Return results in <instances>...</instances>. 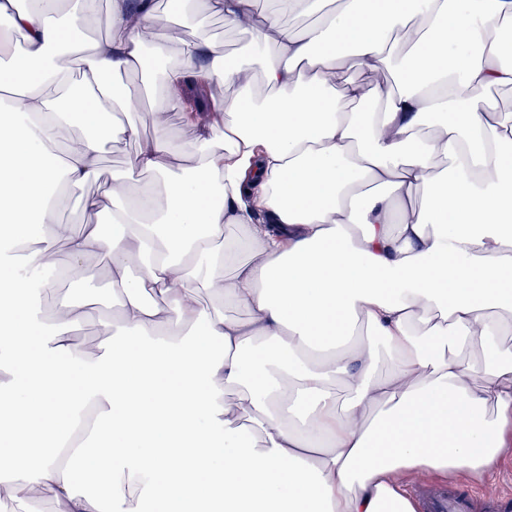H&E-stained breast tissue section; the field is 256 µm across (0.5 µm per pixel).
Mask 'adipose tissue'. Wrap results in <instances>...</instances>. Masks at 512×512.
I'll list each match as a JSON object with an SVG mask.
<instances>
[{
  "label": "adipose tissue",
  "instance_id": "1",
  "mask_svg": "<svg viewBox=\"0 0 512 512\" xmlns=\"http://www.w3.org/2000/svg\"><path fill=\"white\" fill-rule=\"evenodd\" d=\"M173 2L246 30L249 53L188 38L169 54L144 36L165 21L154 0H110L112 32L88 44L98 0L14 12L24 46L0 58L15 103L0 110V491H47L57 512H416L417 472L496 470L512 458V113L482 93L512 88L494 38L512 0H337L299 33L282 12L320 0ZM415 18L417 40L388 50ZM71 43L77 83L53 54ZM348 45L392 90L344 78ZM137 71L146 92L112 88ZM190 79L225 94L185 114L195 163L178 172V148L141 139L129 116L147 105L163 129ZM126 139L139 148L106 190L117 231L75 232L48 188L99 210L84 189L105 144ZM228 224L245 234L215 250ZM59 244L83 282L87 256L111 262L121 324L94 355L71 336L87 303L39 316ZM207 290L235 314L202 305ZM476 339L480 372L462 356ZM87 408L97 448L64 451Z\"/></svg>",
  "mask_w": 512,
  "mask_h": 512
}]
</instances>
